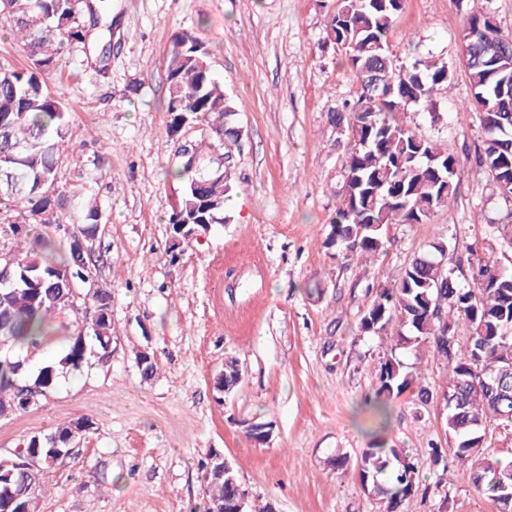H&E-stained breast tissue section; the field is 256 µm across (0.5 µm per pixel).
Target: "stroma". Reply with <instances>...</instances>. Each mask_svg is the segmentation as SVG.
Masks as SVG:
<instances>
[{"label": "stroma", "mask_w": 512, "mask_h": 512, "mask_svg": "<svg viewBox=\"0 0 512 512\" xmlns=\"http://www.w3.org/2000/svg\"><path fill=\"white\" fill-rule=\"evenodd\" d=\"M112 54L65 49L54 82L72 116L62 143L59 186L96 195L102 224L94 242L100 285L113 295L112 353L68 373L40 406L0 418V455L34 434L87 420L70 456L53 468L38 512H204L199 462L217 451L233 465L249 506L276 512H381L356 471L327 461L360 458L376 417L364 405L389 336L361 333L378 286L396 283L408 260L445 240L447 267L461 281L468 248L495 239L512 210L492 177L476 167L484 138L462 55L467 11L488 12L512 33V0H405L390 36L395 59L447 66L436 97L439 119L416 106L401 118L447 148L458 183L426 224H392L383 252L360 263L326 247L341 202L347 139L329 115L354 102L359 84L328 36L336 0H104ZM193 30L224 84L243 130L233 151L230 220L204 240L172 243L168 218L181 184L172 175L176 140L166 131L165 59L172 37ZM20 225L64 244L54 226L31 224L23 204L0 208V253ZM84 295L55 316L32 367L59 354L80 326ZM154 355L143 378L136 354ZM243 378L228 395L214 388L225 356ZM420 362L431 400L405 392L389 404L390 445L419 471V491L401 512H496L488 495L434 467L429 443H447L448 372ZM272 422L268 444L247 438Z\"/></svg>", "instance_id": "1"}]
</instances>
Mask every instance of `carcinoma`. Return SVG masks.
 I'll return each mask as SVG.
<instances>
[{
	"label": "carcinoma",
	"mask_w": 512,
	"mask_h": 512,
	"mask_svg": "<svg viewBox=\"0 0 512 512\" xmlns=\"http://www.w3.org/2000/svg\"><path fill=\"white\" fill-rule=\"evenodd\" d=\"M405 0H336L328 36L344 50L361 90L352 107L331 116L348 140L344 160L341 204L331 222L325 246L347 257L371 258L386 242L390 224L428 220L445 206L456 190L457 160L437 142L417 134L400 119L413 106L430 103L448 86V68L433 60L411 64L394 60L388 35ZM0 22L8 25L29 60L20 70L0 68V206L20 202L35 224H70V237H97L101 211L96 199L70 193L57 185L58 153L71 135L70 113L51 90L57 55L82 44L85 29L104 21L92 0H0ZM498 40L499 61L485 64L484 44ZM465 68L473 88L475 109L482 112L484 131L477 163L493 176L501 194L512 196V98L493 91L499 78L494 68L512 75V37H503L488 22V14L473 10L463 23ZM205 46L189 30L174 35L165 60L168 85L167 131L187 120L202 122L209 134L195 139L196 167L178 162L174 177L182 184L176 217L191 224H218L235 180L224 179V141L238 138L236 113L224 86L212 74ZM448 248L441 241L414 255L398 284L379 287L360 318L363 334L392 337L391 354L380 363L378 383L369 404L382 418L387 401L419 386L420 402L429 391L420 385L418 368L408 366L397 352L425 348L442 360L449 372L445 418L448 448H430L432 463L456 473L485 491L497 512H512V454L491 456L484 437L489 425L512 426V390L492 394L504 362L512 360V275L500 270L494 245L470 263L471 283L462 284L455 271L440 265ZM10 275L0 279V417L25 410L23 392L46 398L57 379L89 363L109 357L112 347V291L99 287L83 311L82 329L69 337L65 351L27 376L30 351L45 343L46 324L55 315L74 309L75 287L94 276L95 261L74 250L58 255L52 242L38 235L13 255ZM464 325L468 336L458 334ZM237 358L224 360V384L235 389L241 375ZM381 426L371 446L354 464L361 484L382 506L397 512L402 501L419 487V473L401 448L389 445ZM90 430L89 422L58 426L46 435L23 442L24 455L39 456L33 471L14 464L17 456H0V512H15L23 497L35 503L48 487L58 460L72 453L75 440ZM208 500L223 501L233 493L210 468Z\"/></svg>",
	"instance_id": "1"
}]
</instances>
